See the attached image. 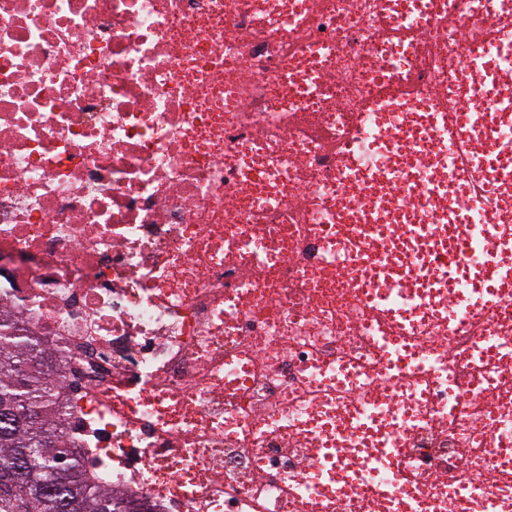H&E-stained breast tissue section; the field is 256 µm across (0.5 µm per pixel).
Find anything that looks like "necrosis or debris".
Masks as SVG:
<instances>
[{
	"mask_svg": "<svg viewBox=\"0 0 512 512\" xmlns=\"http://www.w3.org/2000/svg\"><path fill=\"white\" fill-rule=\"evenodd\" d=\"M440 4L417 52L383 37V0H0V310L55 360L51 410L100 488L156 512H360L372 475L404 512H447L498 463L512 409L465 353L512 340V299L443 343L416 297L428 398L336 421L392 382L353 292L378 257L322 263L351 223L336 149L378 166L372 103L461 67L456 15L498 0ZM312 47L339 79L311 93ZM372 430L399 471L342 457Z\"/></svg>",
	"mask_w": 512,
	"mask_h": 512,
	"instance_id": "necrosis-or-debris-1",
	"label": "necrosis or debris"
}]
</instances>
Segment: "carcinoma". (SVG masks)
Masks as SVG:
<instances>
[{
  "instance_id": "carcinoma-1",
  "label": "carcinoma",
  "mask_w": 512,
  "mask_h": 512,
  "mask_svg": "<svg viewBox=\"0 0 512 512\" xmlns=\"http://www.w3.org/2000/svg\"><path fill=\"white\" fill-rule=\"evenodd\" d=\"M46 351L0 318V512H138L133 503L91 486L78 455L61 444L56 378L42 367Z\"/></svg>"
}]
</instances>
